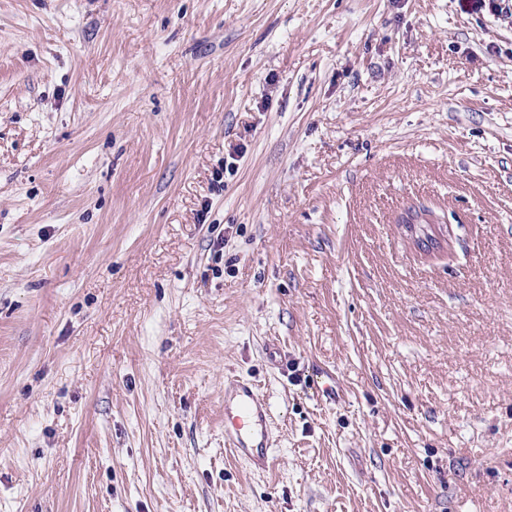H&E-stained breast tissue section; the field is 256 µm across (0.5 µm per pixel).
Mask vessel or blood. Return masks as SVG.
<instances>
[{
	"instance_id": "obj_1",
	"label": "vessel or blood",
	"mask_w": 512,
	"mask_h": 512,
	"mask_svg": "<svg viewBox=\"0 0 512 512\" xmlns=\"http://www.w3.org/2000/svg\"><path fill=\"white\" fill-rule=\"evenodd\" d=\"M224 442L253 467L268 466L273 444L269 408L251 384L236 379L224 385Z\"/></svg>"
}]
</instances>
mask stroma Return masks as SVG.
<instances>
[{"instance_id": "1", "label": "stroma", "mask_w": 512, "mask_h": 512, "mask_svg": "<svg viewBox=\"0 0 512 512\" xmlns=\"http://www.w3.org/2000/svg\"><path fill=\"white\" fill-rule=\"evenodd\" d=\"M504 5L0 0V512H512ZM224 442L253 467L268 466L273 444L269 407L251 384L236 379L224 384Z\"/></svg>"}]
</instances>
